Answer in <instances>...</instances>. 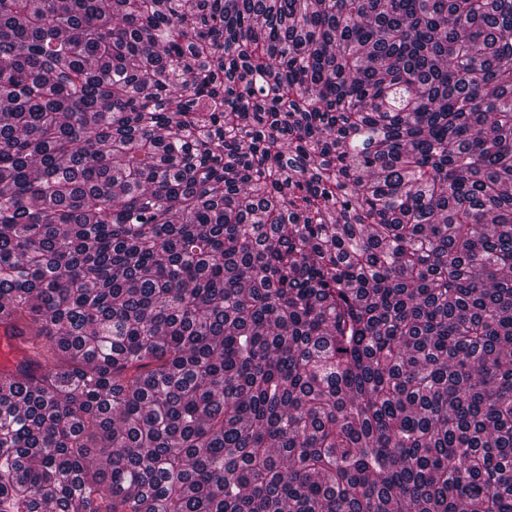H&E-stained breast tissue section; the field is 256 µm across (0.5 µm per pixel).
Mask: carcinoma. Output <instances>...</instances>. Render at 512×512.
Wrapping results in <instances>:
<instances>
[{
  "label": "carcinoma",
  "mask_w": 512,
  "mask_h": 512,
  "mask_svg": "<svg viewBox=\"0 0 512 512\" xmlns=\"http://www.w3.org/2000/svg\"><path fill=\"white\" fill-rule=\"evenodd\" d=\"M0 512H512V0H0Z\"/></svg>",
  "instance_id": "obj_1"
}]
</instances>
